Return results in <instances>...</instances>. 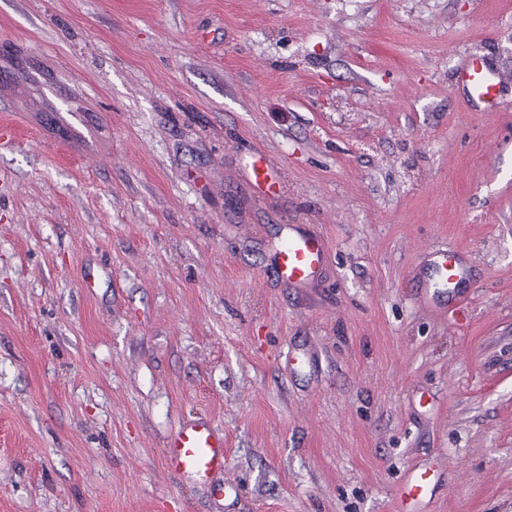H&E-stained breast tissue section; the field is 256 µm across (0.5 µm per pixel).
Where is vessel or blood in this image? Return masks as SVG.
<instances>
[{
	"label": "vessel or blood",
	"instance_id": "1",
	"mask_svg": "<svg viewBox=\"0 0 512 512\" xmlns=\"http://www.w3.org/2000/svg\"><path fill=\"white\" fill-rule=\"evenodd\" d=\"M458 80L472 98L483 103L485 110L496 109L495 77L482 58H472ZM251 177L259 193L271 194L281 189L280 183L272 179L266 160L253 162ZM325 256L322 238L292 229L274 254L275 271L290 285L302 287L316 277ZM435 267L438 286L431 294L432 299L444 303L456 300L465 277L462 260L450 255L437 260ZM164 448L166 468L188 481L205 482L225 466L224 435L207 420L180 424L166 436Z\"/></svg>",
	"mask_w": 512,
	"mask_h": 512
}]
</instances>
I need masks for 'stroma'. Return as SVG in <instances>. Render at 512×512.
<instances>
[{"instance_id":"stroma-1","label":"stroma","mask_w":512,"mask_h":512,"mask_svg":"<svg viewBox=\"0 0 512 512\" xmlns=\"http://www.w3.org/2000/svg\"><path fill=\"white\" fill-rule=\"evenodd\" d=\"M0 107V512H512V0H0ZM200 417L220 501L163 462ZM472 98L484 104V110L494 111L497 107L495 76L486 67L481 57H473L457 76ZM269 167L265 159L255 161L252 164V181L256 190L261 194L277 193L281 190L280 183L271 178ZM326 245L322 238L288 229V236L275 251V272L288 284L303 287L324 264ZM438 278V287L434 288L428 296L440 302L448 303L453 300H460L463 295L459 294L458 288L465 277V268L462 260L457 255H448L435 262Z\"/></svg>"}]
</instances>
